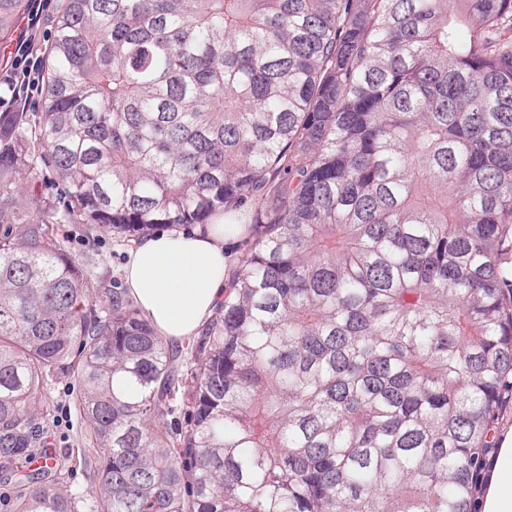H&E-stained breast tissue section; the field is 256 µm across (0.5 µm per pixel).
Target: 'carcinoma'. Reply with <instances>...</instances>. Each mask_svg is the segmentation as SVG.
I'll use <instances>...</instances> for the list:
<instances>
[{
	"label": "carcinoma",
	"mask_w": 512,
	"mask_h": 512,
	"mask_svg": "<svg viewBox=\"0 0 512 512\" xmlns=\"http://www.w3.org/2000/svg\"><path fill=\"white\" fill-rule=\"evenodd\" d=\"M41 73L0 112V484L48 376L88 438L6 512H472L512 397V0H63ZM42 164L118 235L241 225L191 361L93 307Z\"/></svg>",
	"instance_id": "cac0c4a2"
}]
</instances>
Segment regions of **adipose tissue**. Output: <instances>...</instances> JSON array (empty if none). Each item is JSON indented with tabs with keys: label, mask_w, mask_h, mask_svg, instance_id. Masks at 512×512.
Instances as JSON below:
<instances>
[{
	"label": "adipose tissue",
	"mask_w": 512,
	"mask_h": 512,
	"mask_svg": "<svg viewBox=\"0 0 512 512\" xmlns=\"http://www.w3.org/2000/svg\"><path fill=\"white\" fill-rule=\"evenodd\" d=\"M240 235L215 217L206 227L143 237L129 252L124 278L131 297L165 339L196 335L224 296L228 255L224 242ZM481 512H512V430L498 445Z\"/></svg>",
	"instance_id": "obj_1"
}]
</instances>
